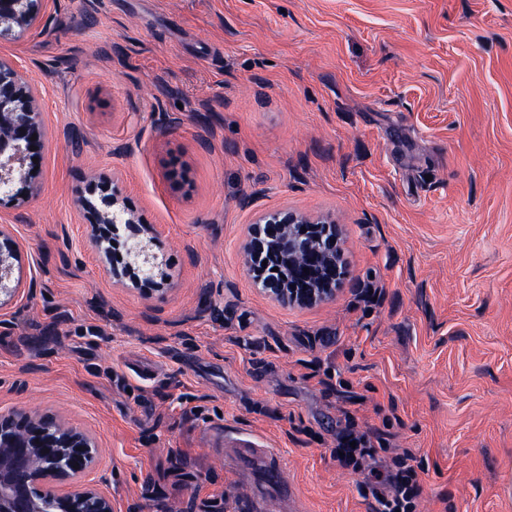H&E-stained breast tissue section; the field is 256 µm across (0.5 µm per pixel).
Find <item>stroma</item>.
Returning a JSON list of instances; mask_svg holds the SVG:
<instances>
[{"mask_svg": "<svg viewBox=\"0 0 512 512\" xmlns=\"http://www.w3.org/2000/svg\"><path fill=\"white\" fill-rule=\"evenodd\" d=\"M0 56L49 130L36 193L0 206L25 271L0 413L88 433L112 512H237L220 436L276 449L300 512H370L351 430L414 458L417 512H512V0H47ZM102 176L153 227L163 296L94 251L73 198ZM280 209L335 220L333 300L246 276ZM344 438H340L336 446V460L344 465H356L359 459L367 457H374V448L371 445V439L368 434L362 433L358 436H349L346 442ZM356 441L354 447L350 446V442ZM343 453V456H340Z\"/></svg>", "mask_w": 512, "mask_h": 512, "instance_id": "stroma-1", "label": "stroma"}]
</instances>
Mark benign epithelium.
I'll list each match as a JSON object with an SVG mask.
<instances>
[{
    "label": "benign epithelium",
    "mask_w": 512,
    "mask_h": 512,
    "mask_svg": "<svg viewBox=\"0 0 512 512\" xmlns=\"http://www.w3.org/2000/svg\"><path fill=\"white\" fill-rule=\"evenodd\" d=\"M43 0H0V39L18 37L34 27ZM49 134L39 97L25 75L0 58V204L25 202L37 189L40 170L33 158L42 154ZM77 211L90 216V242L99 258L108 262L109 244L124 250L123 265L112 263L115 283L131 273L152 292L166 285V266L154 250L153 228L140 223L121 201V191L105 181L76 191ZM342 241L336 224L313 220L290 210L265 214L252 225L246 246V272L265 297L285 305L312 306L336 296L341 282L336 258ZM278 271L266 276L259 265ZM309 273H304V269ZM20 253L9 229L0 225V305L12 299L20 283ZM303 288L287 286L290 281ZM91 440L62 427L51 415L14 412L0 415V512H36L38 498L57 497L64 512H112L111 501L77 482L65 495H56L54 481L73 479L95 461Z\"/></svg>",
    "instance_id": "benign-epithelium-1"
}]
</instances>
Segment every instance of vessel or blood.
Masks as SVG:
<instances>
[{
  "mask_svg": "<svg viewBox=\"0 0 512 512\" xmlns=\"http://www.w3.org/2000/svg\"><path fill=\"white\" fill-rule=\"evenodd\" d=\"M224 457L246 489L241 512H292L295 496L286 466L275 449L239 439L225 448Z\"/></svg>",
  "mask_w": 512,
  "mask_h": 512,
  "instance_id": "1",
  "label": "vessel or blood"
}]
</instances>
